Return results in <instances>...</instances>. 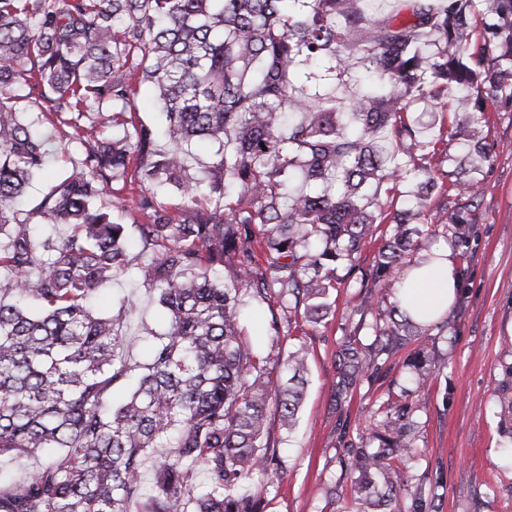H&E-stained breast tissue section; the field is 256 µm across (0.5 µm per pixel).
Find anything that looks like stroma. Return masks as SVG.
<instances>
[{
    "label": "stroma",
    "instance_id": "1",
    "mask_svg": "<svg viewBox=\"0 0 512 512\" xmlns=\"http://www.w3.org/2000/svg\"><path fill=\"white\" fill-rule=\"evenodd\" d=\"M489 115L495 153L477 174L479 219L470 229L467 256L457 261L460 288L454 305L423 335L375 360L342 405L332 400L336 353L349 340L372 344L376 322L389 308L376 297L367 317L352 312L363 298L358 286L375 263L377 243L368 245L355 267L337 269L345 286L333 292L334 306L320 324H298L283 311L249 306L241 326L255 351L283 360L298 345L309 348L295 427L285 428L274 415L268 419L277 445L273 476L251 481L264 500L263 512H356L341 483L353 457L369 451L367 436L382 429L383 408L391 402L410 407L413 425V446L394 464L398 512H512V455L504 453L501 433V389L512 366V108L493 106ZM453 195L451 185L439 190L426 232L398 276L428 249L444 246L438 208ZM127 249L131 267L101 289L93 305L109 315L121 301L132 302L122 330L140 337L161 330L165 315L156 294L135 274L143 258L137 235H130ZM410 359L429 374L426 387H418L407 368Z\"/></svg>",
    "mask_w": 512,
    "mask_h": 512
}]
</instances>
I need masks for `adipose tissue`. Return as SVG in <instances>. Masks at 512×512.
<instances>
[{"label":"adipose tissue","instance_id":"ef3b65f1","mask_svg":"<svg viewBox=\"0 0 512 512\" xmlns=\"http://www.w3.org/2000/svg\"><path fill=\"white\" fill-rule=\"evenodd\" d=\"M458 285L454 260L439 266H414L405 278L403 294L408 305L426 316L437 319L450 309Z\"/></svg>","mask_w":512,"mask_h":512}]
</instances>
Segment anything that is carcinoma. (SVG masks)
Returning a JSON list of instances; mask_svg holds the SVG:
<instances>
[{"instance_id":"cac0c4a2","label":"carcinoma","mask_w":512,"mask_h":512,"mask_svg":"<svg viewBox=\"0 0 512 512\" xmlns=\"http://www.w3.org/2000/svg\"><path fill=\"white\" fill-rule=\"evenodd\" d=\"M352 2L0 0V269L10 272L0 280V457L64 451L0 486V512H263L245 482L267 474L269 414L296 424L307 348L288 353L287 383L272 390L270 357L242 337L243 309L252 298L320 323L336 264L354 265L378 223L389 229L366 277L392 310L375 351L427 327L400 305L394 269L451 175L443 237L467 254L472 173L494 152L486 103L512 104V0H401L390 14ZM356 65L366 89L346 105L324 88L345 85ZM21 81L49 131L18 119ZM143 84L162 103L161 133L137 116ZM457 94L470 111L453 108ZM422 103L449 114L465 149L423 136L409 117ZM58 122L83 149L81 167L25 207ZM197 141L214 153L192 177ZM169 192L182 201L174 209L160 199ZM116 211L144 218L135 227L150 256L137 269L168 319L143 337L142 365L119 356L133 344L121 331L132 305L109 317L87 305L128 267ZM36 224L68 231L37 237ZM216 267L230 271L222 285ZM336 365L337 402L368 363L348 343ZM133 376L135 389L112 403ZM386 419L377 449L349 468L357 512H394L393 460L411 448V423L404 407Z\"/></svg>"}]
</instances>
